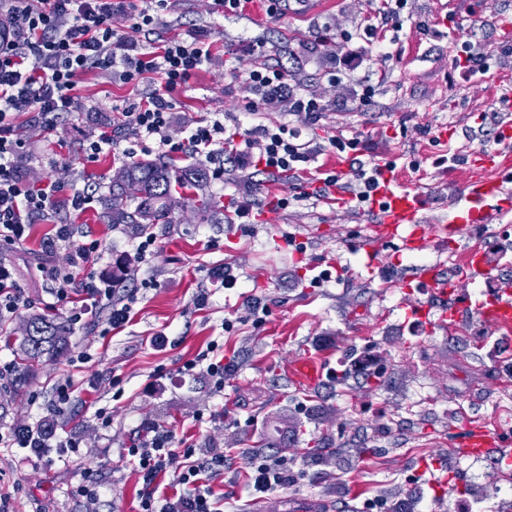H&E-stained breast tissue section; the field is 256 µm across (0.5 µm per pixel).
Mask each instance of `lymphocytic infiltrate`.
<instances>
[{"label": "lymphocytic infiltrate", "mask_w": 512, "mask_h": 512, "mask_svg": "<svg viewBox=\"0 0 512 512\" xmlns=\"http://www.w3.org/2000/svg\"><path fill=\"white\" fill-rule=\"evenodd\" d=\"M404 5V0H371L363 27L368 41L382 46L379 29H399ZM169 6L170 0H148L144 8L133 0H0V247L23 244L31 224L60 194H67L75 210L92 203L88 189L68 190L66 181L56 176L32 182L20 166L31 137L40 136L44 125L73 110L76 79L91 70L119 74L130 84L149 74L159 76L160 84L146 105L131 115L130 133L140 140L142 152L205 156L219 179L227 156L272 177L308 169L313 153L303 133L328 111L339 78L328 77L325 92L300 94L289 84L286 69L267 64L249 68L242 76L248 114H255L259 104L282 100L300 123L249 124L230 151L220 119L193 120L174 128L173 94L209 62V45L197 34L144 52L127 36L131 30L154 29L159 14ZM32 111L38 118L26 138L19 135L14 118ZM75 235L74 225H55L44 242L47 259L39 268L41 278L49 283L55 301L63 304H69L75 286H82L87 300L71 307L72 324L85 322L103 304L108 309L106 325L118 326L127 319L133 298L119 294L108 279L77 283L78 269L99 258L102 243L95 238L78 243ZM62 248L67 251L65 261L54 260ZM127 454L143 481L139 512H217L210 481L223 470V456L202 458L194 448L175 449L170 432L159 426L133 442ZM170 470L183 488L176 499L157 485L158 476Z\"/></svg>", "instance_id": "1"}]
</instances>
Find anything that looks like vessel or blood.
Here are the masks:
<instances>
[{
	"label": "vessel or blood",
	"instance_id": "b4317fda",
	"mask_svg": "<svg viewBox=\"0 0 512 512\" xmlns=\"http://www.w3.org/2000/svg\"><path fill=\"white\" fill-rule=\"evenodd\" d=\"M503 110L507 117L499 129V148L480 153L472 161L469 177L461 186L442 223L459 228L467 224H495L512 210V96L504 98ZM425 194L402 188L399 176L387 171L380 187L372 194L369 213L371 233L363 242L370 264H377L381 248L392 240H400L405 250H425L434 236L426 212ZM491 269L479 252L466 254L462 262L460 281H451L440 274L437 267L423 269L420 287L441 297L458 294L460 282L474 283L488 279ZM473 313L482 322L503 326L512 323V288H499L496 295L476 302ZM321 363L311 358H300L289 366V377L295 385H314L322 376ZM496 436L485 427H470L458 453L467 457H484L498 453Z\"/></svg>",
	"mask_w": 512,
	"mask_h": 512
}]
</instances>
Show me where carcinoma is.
<instances>
[{"label": "carcinoma", "instance_id": "carcinoma-1", "mask_svg": "<svg viewBox=\"0 0 512 512\" xmlns=\"http://www.w3.org/2000/svg\"><path fill=\"white\" fill-rule=\"evenodd\" d=\"M205 172L177 170L143 159L123 167L112 180V195L101 200L110 224H159L184 207L185 191L203 186ZM70 349V327L54 317L30 316L19 336L18 368L27 377L45 357L61 358Z\"/></svg>", "mask_w": 512, "mask_h": 512}]
</instances>
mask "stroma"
<instances>
[{"mask_svg": "<svg viewBox=\"0 0 512 512\" xmlns=\"http://www.w3.org/2000/svg\"><path fill=\"white\" fill-rule=\"evenodd\" d=\"M366 9V0H292L283 17L273 18L266 0H248L242 14L227 17L207 12L203 0H178L155 35L129 37L149 49L195 29L203 33L212 59L174 93V117L180 124L216 117L230 131L245 105L238 73L279 64L296 88L312 92L326 73L341 72L347 51L359 49V68L343 78L331 111L313 130L321 171L349 178L351 152L328 144L344 133L361 140L363 161L395 162L402 187L422 191L433 212H442L466 177L468 152L498 146L499 101L512 91V0H407L401 30L386 34L384 58L365 43ZM257 43L263 52L254 51ZM469 54L490 65L476 87L456 68L457 58ZM158 81L151 75L133 85L114 74H82L73 112L34 143L25 161L29 178L44 180L54 163L73 187L108 194L128 157L116 146L88 164L82 143L98 130L126 132L128 111L146 102ZM365 81L375 91L369 102L360 99ZM295 184L313 190L312 171L273 178L227 165L223 180L205 188L216 203L212 211L187 208L152 225L158 255L151 266L127 268L126 283L138 293L125 325L103 336L73 326L67 357L43 359L25 386L0 385V432L50 423L53 441L82 442L65 463L0 447V497L11 512H138L143 483L126 450L149 424L171 431L175 447L223 456L224 471L211 483L221 512H258L247 487L254 456L287 460L292 480L276 496L305 501L308 512H360L370 500L380 503L379 512L400 501L413 512L422 497L432 512H459L467 498L504 504L495 470L477 458L456 463L450 456L468 422L498 431L503 448L512 450V373L503 372L500 333L465 307L468 285L455 299L460 319L452 334L431 333L407 311L420 301L437 312L445 301L422 289L407 295L400 284L426 265L450 273L470 249L484 252L492 267L483 290L512 283V250L502 247L512 241V215L499 235L481 228L439 234L421 264L391 242L368 271L356 250L368 232L362 210L326 198L277 208L278 195ZM242 201L253 204L255 223L234 222ZM56 224L79 225L102 243L100 259L78 271L81 281L111 277L115 260L129 256L140 234L131 224L104 223L100 203L76 212L62 199L20 248L0 251L30 301L0 326V367L14 364L29 316H68L64 307L48 308L37 270L46 259L42 242ZM227 269L236 288L218 281ZM325 269L332 278L319 281ZM145 279L150 287H142ZM203 291L209 300L200 306ZM249 297L264 306L262 315L246 306ZM212 347L229 366L220 391L203 368L184 372ZM301 356L324 368L315 386L288 378L287 365ZM64 379L75 394L57 413L50 404ZM102 408L112 414L110 427L96 418ZM315 448L329 449V462L308 460ZM94 482L101 496L88 507L80 489Z\"/></svg>", "mask_w": 512, "mask_h": 512, "instance_id": "stroma-1", "label": "stroma"}]
</instances>
